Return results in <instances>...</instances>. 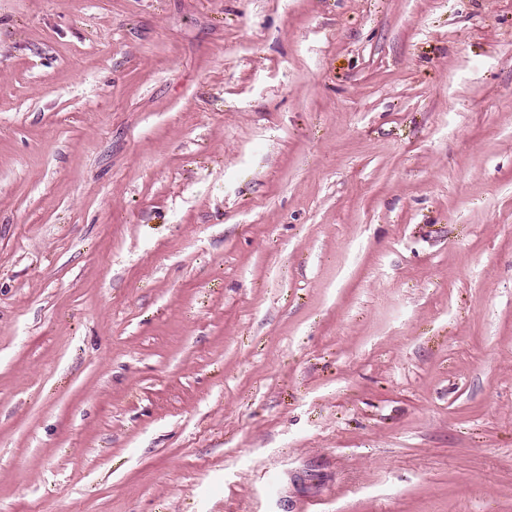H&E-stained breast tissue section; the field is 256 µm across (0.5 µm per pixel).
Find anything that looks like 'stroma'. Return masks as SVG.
Instances as JSON below:
<instances>
[{"instance_id":"stroma-1","label":"stroma","mask_w":512,"mask_h":512,"mask_svg":"<svg viewBox=\"0 0 512 512\" xmlns=\"http://www.w3.org/2000/svg\"><path fill=\"white\" fill-rule=\"evenodd\" d=\"M0 512H512V0H0Z\"/></svg>"}]
</instances>
